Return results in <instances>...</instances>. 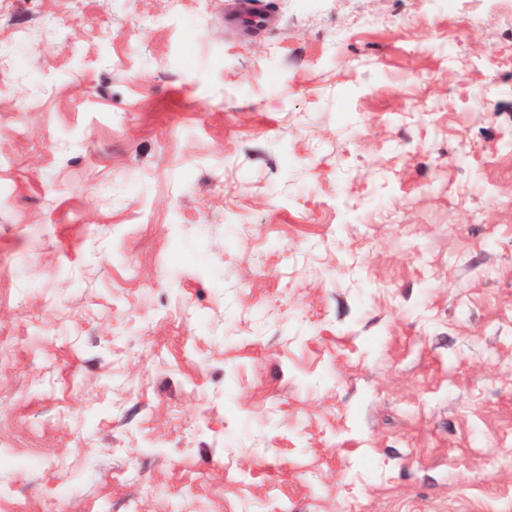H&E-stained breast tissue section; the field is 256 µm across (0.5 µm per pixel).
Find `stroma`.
Masks as SVG:
<instances>
[{
	"instance_id": "1",
	"label": "stroma",
	"mask_w": 512,
	"mask_h": 512,
	"mask_svg": "<svg viewBox=\"0 0 512 512\" xmlns=\"http://www.w3.org/2000/svg\"><path fill=\"white\" fill-rule=\"evenodd\" d=\"M0 0V512H512V0ZM234 20L248 23L255 28L269 27L278 22L275 12L266 0H238Z\"/></svg>"
}]
</instances>
